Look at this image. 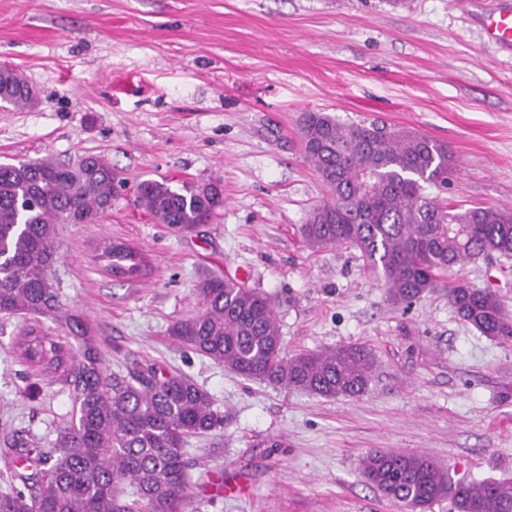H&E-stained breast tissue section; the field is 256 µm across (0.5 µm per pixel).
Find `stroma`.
<instances>
[{
    "mask_svg": "<svg viewBox=\"0 0 512 512\" xmlns=\"http://www.w3.org/2000/svg\"><path fill=\"white\" fill-rule=\"evenodd\" d=\"M35 104L0 105V163L96 154L112 209L62 224L52 273L65 311L120 374L149 365L207 390L224 426L189 438L192 512H404L367 485L371 451L426 453L471 481L512 479V342L460 319L444 291L394 305L360 251L313 250L299 228L330 193L309 164L302 112L379 119L447 144L455 206H512V52L466 0H0V67ZM152 179L219 185L209 223L173 233L136 201ZM107 242L146 260L134 281L97 259ZM210 275L272 299L288 355L361 344L376 370L357 397L246 379L171 336ZM449 279L496 292L512 316V257ZM29 324L0 314V486L25 434L50 445L70 421L62 378L12 346Z\"/></svg>",
    "mask_w": 512,
    "mask_h": 512,
    "instance_id": "stroma-1",
    "label": "stroma"
}]
</instances>
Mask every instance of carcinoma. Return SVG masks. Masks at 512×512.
<instances>
[{
  "label": "carcinoma",
  "instance_id": "obj_1",
  "mask_svg": "<svg viewBox=\"0 0 512 512\" xmlns=\"http://www.w3.org/2000/svg\"><path fill=\"white\" fill-rule=\"evenodd\" d=\"M25 86L0 81V102L27 104ZM306 157L331 201L301 226L312 248H357L383 282L390 301L411 305L443 286L448 271L498 254L512 257V208H457L426 193L455 172L448 146L412 129L328 112L302 113ZM112 165L97 155L79 166L49 160L0 164V314L56 322L78 339L77 353L39 328L16 344L20 358L50 376L72 378L73 418L51 447L24 435L10 447L24 462L0 488V512H191L185 445L224 424L208 391L191 378L153 365L120 375L103 363L88 326L63 311L48 271L58 225L73 214L96 216L112 199ZM138 200L176 233L208 223L200 194L143 180ZM105 267L134 279L144 257L123 245L105 246ZM202 311L171 326L198 354L241 377L262 379L323 397L362 394L374 371L367 348L343 345L295 357L283 352L271 298L235 279L200 284ZM448 304L482 335L512 341V317L489 288L448 286ZM367 483L422 512L447 498L457 512H512V481H464L437 467L428 454L374 450L362 462Z\"/></svg>",
  "mask_w": 512,
  "mask_h": 512
}]
</instances>
